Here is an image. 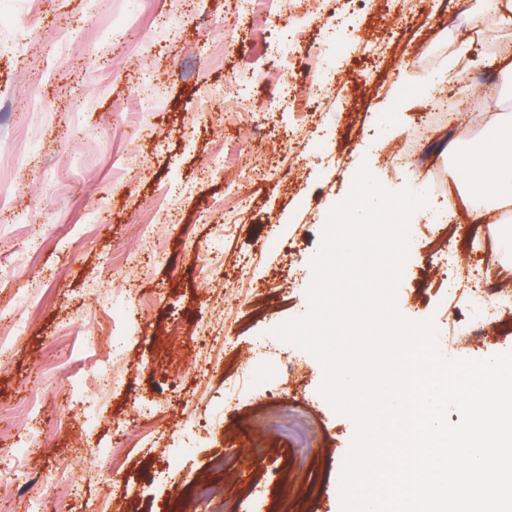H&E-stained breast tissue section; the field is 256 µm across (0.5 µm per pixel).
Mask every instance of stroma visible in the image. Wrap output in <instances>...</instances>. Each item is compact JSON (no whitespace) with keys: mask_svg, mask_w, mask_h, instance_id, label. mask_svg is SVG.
I'll return each mask as SVG.
<instances>
[{"mask_svg":"<svg viewBox=\"0 0 512 512\" xmlns=\"http://www.w3.org/2000/svg\"><path fill=\"white\" fill-rule=\"evenodd\" d=\"M131 7L133 28L112 40ZM11 13L0 38L24 47L0 58V185L13 189L23 220L0 222V253L22 258L0 290V325L17 330L0 359V512H28L45 494L59 512H218L228 498L252 512V478L270 480L287 512H341L356 425L322 395V363L271 331L306 313L311 262L357 166L400 192L431 168L447 179L457 161L449 142L487 141L484 124L424 132L432 82L450 94L492 81L500 119L512 122V79L490 75L512 66V24L487 15L483 0H413L406 11L367 0L351 26L308 27L307 44H341L343 98L312 105L311 133L297 142L299 103L268 111L233 80L248 57L274 53L288 0H258L245 18L236 0H14ZM463 23L484 27L490 44L461 43ZM368 40L387 45L385 57L365 53ZM33 100L43 113L28 112ZM401 145L408 156L397 166L390 153ZM288 166L293 180H280ZM230 211L237 221L216 241L215 223ZM452 225L459 239L479 237L470 268L490 263L512 277V243L500 231L512 208L489 223L461 212ZM438 238L415 226L398 313L431 322L447 361L512 353V339L493 329L466 350L448 341L464 305L416 287ZM131 291L147 301L130 317L131 366L89 435L79 395L97 392L99 356L83 339L110 333L107 301ZM228 381L242 398L222 428H206ZM152 399L165 409L148 424L136 405ZM257 444L260 462L249 453ZM228 453L235 463L225 464Z\"/></svg>","mask_w":512,"mask_h":512,"instance_id":"obj_1","label":"stroma"}]
</instances>
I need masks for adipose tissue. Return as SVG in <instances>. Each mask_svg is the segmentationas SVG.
<instances>
[{"label": "adipose tissue", "instance_id": "1", "mask_svg": "<svg viewBox=\"0 0 512 512\" xmlns=\"http://www.w3.org/2000/svg\"><path fill=\"white\" fill-rule=\"evenodd\" d=\"M494 136L489 143L471 146L448 171L450 182L468 183L485 208L497 211L512 205V134H503L497 116H490Z\"/></svg>", "mask_w": 512, "mask_h": 512}]
</instances>
